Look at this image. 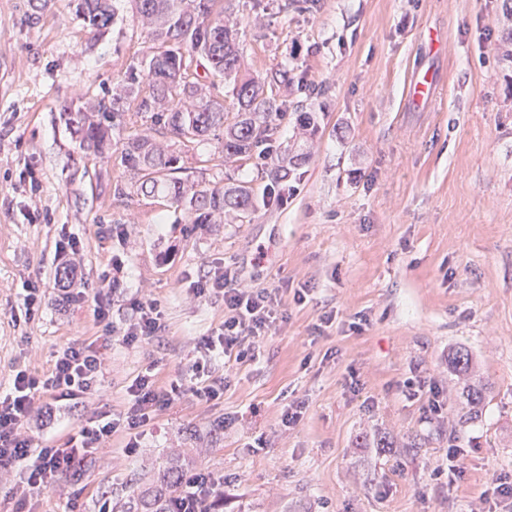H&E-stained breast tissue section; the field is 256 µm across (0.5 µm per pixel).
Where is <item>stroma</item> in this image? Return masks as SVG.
<instances>
[{"label":"stroma","instance_id":"stroma-1","mask_svg":"<svg viewBox=\"0 0 512 512\" xmlns=\"http://www.w3.org/2000/svg\"><path fill=\"white\" fill-rule=\"evenodd\" d=\"M77 0H0V393L18 369L47 373L69 344L103 337L107 365L91 394L58 404L59 426L30 425L35 446L126 412L145 372L187 378L194 344L224 320V302L198 281L231 265L247 288H275L283 318L252 361L216 358L228 385L206 402L185 391L141 429L113 433L108 452L63 476L55 492H23L0 474V512H140L176 470L224 477V512H512L495 482L512 483V0H319L259 27L238 16L243 67L291 60L282 152L298 157L286 201L251 221L178 224L166 199L115 198L129 181L121 140L109 157L79 152L65 110L75 90H112L148 41L128 0L95 36ZM437 35L430 48L427 33ZM432 73V100L405 98L411 76ZM321 85L300 127L297 102ZM195 180H266L254 161L222 164L216 140L184 154ZM79 243L82 303H61V233ZM42 308L24 319V297ZM109 299V324L94 295ZM157 300L163 329L128 346L134 303ZM334 314L332 326L320 324ZM468 371L453 370L456 351ZM420 374L442 408L401 390ZM483 388L476 420L461 422L466 385ZM303 403L297 426L281 415ZM463 451L449 478L448 451Z\"/></svg>","mask_w":512,"mask_h":512}]
</instances>
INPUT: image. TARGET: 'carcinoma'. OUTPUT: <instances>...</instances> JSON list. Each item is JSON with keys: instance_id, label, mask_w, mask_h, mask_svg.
Wrapping results in <instances>:
<instances>
[{"instance_id": "1", "label": "carcinoma", "mask_w": 512, "mask_h": 512, "mask_svg": "<svg viewBox=\"0 0 512 512\" xmlns=\"http://www.w3.org/2000/svg\"><path fill=\"white\" fill-rule=\"evenodd\" d=\"M132 2L150 45L128 65L112 92L80 94L83 106L69 117L78 149L102 156L115 133L140 121L144 129L129 135L121 151L133 180L115 183L114 197L153 198L162 189L171 206L184 212L187 224H209L226 210L243 220L250 217L256 205L249 187L175 176L183 169L182 156L156 135L186 153L218 133L224 136V162L254 159L263 171L274 164L278 120L288 112L280 90L294 80L297 67L284 61L255 75L242 73L236 0ZM77 16L97 34L114 23L116 7L111 0H79ZM270 175L265 199L274 203L289 171L277 167ZM463 397L467 414L478 415L483 388L469 386Z\"/></svg>"}]
</instances>
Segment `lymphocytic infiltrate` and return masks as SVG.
Listing matches in <instances>:
<instances>
[{
  "instance_id": "1",
  "label": "lymphocytic infiltrate",
  "mask_w": 512,
  "mask_h": 512,
  "mask_svg": "<svg viewBox=\"0 0 512 512\" xmlns=\"http://www.w3.org/2000/svg\"><path fill=\"white\" fill-rule=\"evenodd\" d=\"M194 292L224 300L223 323L194 345L188 366L191 379L198 383L196 395L211 402L223 397L225 385L224 379L212 376V359L218 355L237 361L253 357L258 342L277 322L279 302L276 290L237 287L235 274L228 268L196 285ZM136 309L137 318L121 334L128 346L156 335L163 327L158 301H137ZM103 366L96 341L74 343L57 354L50 373L17 370L11 389L0 395V470L14 472L24 491L41 493L54 488L60 476L72 472L79 462L103 453L112 433L146 426L183 392L180 382L162 388L152 374L137 376L127 389L130 406L124 417L90 420L68 435L61 447H34L23 432L34 407L53 418L54 401L76 399L92 390L100 382ZM175 485L165 512H224L223 477L185 470L177 475Z\"/></svg>"
}]
</instances>
